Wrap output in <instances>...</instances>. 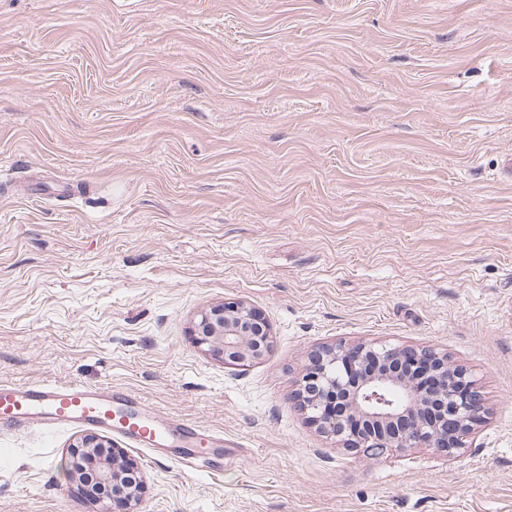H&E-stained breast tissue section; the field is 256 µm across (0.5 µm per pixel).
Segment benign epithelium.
Listing matches in <instances>:
<instances>
[{
    "instance_id": "1",
    "label": "benign epithelium",
    "mask_w": 512,
    "mask_h": 512,
    "mask_svg": "<svg viewBox=\"0 0 512 512\" xmlns=\"http://www.w3.org/2000/svg\"><path fill=\"white\" fill-rule=\"evenodd\" d=\"M198 344L224 359V364L248 366L261 360L271 347L267 322L251 306L239 302L201 314ZM422 364L433 380L434 393L417 378H399L398 365ZM344 398L349 413L367 421L366 428H348L345 421L325 410L321 394ZM300 409L322 433L340 439L348 450L379 455L404 448H434L452 456L484 412V405L469 373L454 366L448 354L434 348L390 347L375 343L327 344L312 352L306 386L297 395ZM81 452L68 466L76 476L87 471L103 484H119L120 456L103 458L108 447L99 434L82 436Z\"/></svg>"
}]
</instances>
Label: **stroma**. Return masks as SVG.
Listing matches in <instances>:
<instances>
[{
    "instance_id": "stroma-1",
    "label": "stroma",
    "mask_w": 512,
    "mask_h": 512,
    "mask_svg": "<svg viewBox=\"0 0 512 512\" xmlns=\"http://www.w3.org/2000/svg\"><path fill=\"white\" fill-rule=\"evenodd\" d=\"M512 0H0V381L224 438L137 512H512ZM258 309L239 368L201 313ZM431 346L485 414L380 456L294 400L318 346ZM84 426L0 423V512H98ZM197 336L198 344L222 357L225 365L238 367L261 360L272 342L267 322L243 302L202 313Z\"/></svg>"
}]
</instances>
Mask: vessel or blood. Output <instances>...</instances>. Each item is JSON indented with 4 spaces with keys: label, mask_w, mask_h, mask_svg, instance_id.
<instances>
[{
    "label": "vessel or blood",
    "mask_w": 512,
    "mask_h": 512,
    "mask_svg": "<svg viewBox=\"0 0 512 512\" xmlns=\"http://www.w3.org/2000/svg\"><path fill=\"white\" fill-rule=\"evenodd\" d=\"M0 420L23 426L102 427L157 453L178 446L176 461L188 469L195 465L197 427L185 422L156 421L141 399L127 389L92 390L78 383H0Z\"/></svg>",
    "instance_id": "obj_1"
}]
</instances>
